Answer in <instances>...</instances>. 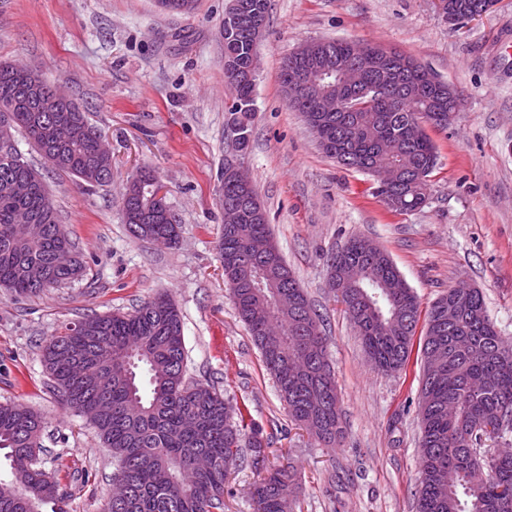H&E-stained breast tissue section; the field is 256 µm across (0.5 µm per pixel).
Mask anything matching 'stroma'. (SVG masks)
Wrapping results in <instances>:
<instances>
[{
  "mask_svg": "<svg viewBox=\"0 0 512 512\" xmlns=\"http://www.w3.org/2000/svg\"><path fill=\"white\" fill-rule=\"evenodd\" d=\"M228 0H198L190 14L157 0H0V62L60 82L112 150V180L98 187L51 171L22 132L14 143L45 177L61 224L86 261L63 288L17 297L0 288V402L45 422L42 468L60 483L66 512H100L114 488L112 453L48 385L41 347L69 322L128 312L164 293L183 316L186 375L214 386L260 428L266 452L292 467L297 512H416L420 357L387 375L374 367L328 287L332 252L352 237L384 248L422 308L451 286L479 288L512 345V0L454 27L434 0H268L246 152L229 124L235 93L224 79ZM373 41L414 56L462 91L447 129H429L437 163L421 209L389 211L375 178L341 166L284 99L279 73L300 44ZM240 165L273 236L323 320L346 422L329 451L292 422L228 287L217 241L226 163ZM164 186L180 225L170 248L135 239L122 194L141 169ZM264 465L232 475L224 512H254Z\"/></svg>",
  "mask_w": 512,
  "mask_h": 512,
  "instance_id": "stroma-1",
  "label": "stroma"
}]
</instances>
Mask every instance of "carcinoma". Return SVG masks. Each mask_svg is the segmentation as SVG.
<instances>
[{"mask_svg":"<svg viewBox=\"0 0 512 512\" xmlns=\"http://www.w3.org/2000/svg\"><path fill=\"white\" fill-rule=\"evenodd\" d=\"M464 17L481 0H447ZM172 13H190L196 0H158ZM368 42L329 39L330 60L356 58ZM252 46L244 36L224 37V58L249 67ZM414 64L389 94L350 101L356 112H337L310 126L320 142L330 141L347 152L346 166L366 173L396 166L401 180L379 197L396 195L404 211L422 208L428 198V177L436 147L421 124L432 111V72L407 54ZM36 71L22 64L0 67V111L11 129L25 132L52 168L89 187L112 180L99 170L96 134L72 100L56 111H38L28 95ZM235 92L231 123L238 129L237 149L249 143L248 112L254 83L227 79ZM57 129L61 143L51 146L45 130ZM134 186V206L122 211L137 238L164 237L177 242L174 214L153 215L150 188ZM16 179L31 182L30 194L18 198L8 191ZM258 200L224 181V205ZM43 217L42 235L32 240L22 231L26 216ZM218 249L224 260V281L235 308L247 326L263 362L275 379L288 417L334 449L343 438L342 409L331 374L322 319L273 240L268 217L258 224H226ZM63 251L74 263H57ZM351 264L365 269L353 288L333 289L375 367L394 373L408 365L419 322L424 337L443 331L448 342L443 370L430 377V346L422 342L420 486L417 512H512V448L491 450L483 439L512 436V348L487 315L479 291L465 296L450 288L426 311L417 296L396 283L400 273L381 247L367 251L354 237L330 258L336 271ZM82 254L62 231L57 209L42 175L28 162L0 159V288L19 297L38 295L84 275ZM459 311L448 324V306ZM42 361L51 386L63 405L85 418L105 447L112 449L115 478L125 496L109 500L102 512H224L226 486L245 454L266 460V443L254 431L243 441L235 421L238 407L210 385L185 378L186 348L182 318L165 295H158L129 313L88 316L47 340ZM44 425L29 407L0 403V452L9 462V476L0 477V512H67L59 483L38 465ZM255 512H295L297 486L292 473L274 467L254 487Z\"/></svg>","mask_w":512,"mask_h":512,"instance_id":"carcinoma-1","label":"carcinoma"}]
</instances>
